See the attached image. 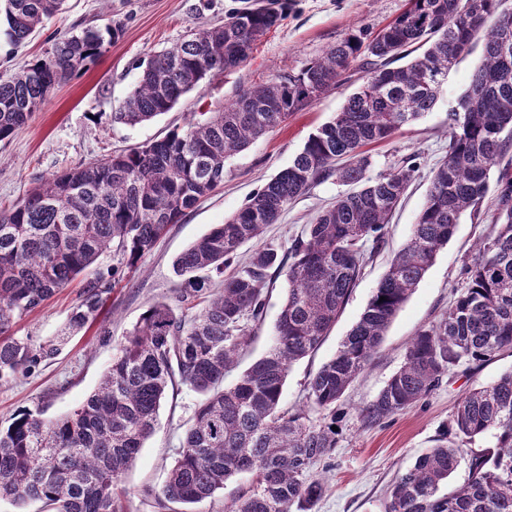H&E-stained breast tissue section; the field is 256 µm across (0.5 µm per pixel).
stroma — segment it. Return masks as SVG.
<instances>
[{
  "label": "stroma",
  "instance_id": "stroma-1",
  "mask_svg": "<svg viewBox=\"0 0 512 512\" xmlns=\"http://www.w3.org/2000/svg\"><path fill=\"white\" fill-rule=\"evenodd\" d=\"M245 4L246 0H66L62 13L44 23L24 44L15 47L1 39L0 75L6 76L41 58L56 37L86 27L103 30L115 22L122 25L121 34L106 44L94 63L60 85L24 127L0 142V210L11 208L38 179L163 138L232 100L241 88L279 73L299 72L352 30L377 33L404 9L405 0H288L280 24L257 42L243 66L201 83L153 121L132 127L113 122V112L122 107L138 80L136 64L141 58L176 44L189 28L222 22L226 14ZM481 55V49H474L458 64L431 111L389 141L367 146L369 176L405 161L416 165L417 172L386 229L384 244L367 253L358 285L335 327L314 354L293 364L284 388L283 408L302 406L308 381L334 357L394 253L410 236L425 203L433 169L448 155V112L466 90ZM364 75L363 69H352L347 83L294 112L284 125L227 160L223 184L170 226L141 260L139 269L126 272L122 280L112 284L94 323L71 335L53 358L0 385V424L8 425L12 415L23 408H41L48 420L73 412L97 387L119 343L152 304L167 303L177 314L189 317L198 314L203 307L201 300L180 295V280L172 268L174 259L214 225L239 211L266 181L288 167L308 136L340 111ZM343 190V185L331 179L314 185L288 205L278 223L266 227L265 241L288 246L291 238L320 210L331 206ZM490 227L487 221L479 224L470 217L462 218L391 322L378 353L342 399L336 448L329 458L310 468L311 474L325 483L315 512H383L391 484L433 446L443 427L449 425L460 398L472 387L512 370V351H507L478 368H458L407 413L373 426L359 416L360 408L400 368L416 332L438 320L459 295L462 266ZM83 284V279H76L42 308L15 318L9 337L34 345L55 341L80 300ZM286 286L281 276L271 282L263 319L240 359V368H248L272 345ZM198 401V396L183 385L168 393L154 434L121 479L126 512H157L154 499L178 454Z\"/></svg>",
  "mask_w": 512,
  "mask_h": 512
}]
</instances>
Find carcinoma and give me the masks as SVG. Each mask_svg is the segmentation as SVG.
Masks as SVG:
<instances>
[{
	"label": "carcinoma",
	"instance_id": "obj_1",
	"mask_svg": "<svg viewBox=\"0 0 512 512\" xmlns=\"http://www.w3.org/2000/svg\"><path fill=\"white\" fill-rule=\"evenodd\" d=\"M64 0H0V35L13 46L58 15ZM500 0H407L372 35L351 33L298 73H281L241 89L201 122L107 159L40 180L0 212V383L58 352L56 345L3 339L16 317L40 308L57 291L112 251V281L137 266L167 227L224 183L225 162L348 79L357 62L367 72L336 116L310 134L292 163L231 218L217 224L173 262L185 293L209 295L186 319L165 302L150 306L112 357L97 390L71 414L46 421L21 409L0 426V499L45 512H123L121 477L154 432L168 390L183 384L200 396L168 472L158 509L212 497L230 479L254 473L233 512H312L325 486L309 474L331 455L336 405L364 370L393 317L423 279L464 214L480 218L497 168L493 236L462 268L461 293L441 318L419 330L403 365L362 410L368 423L423 401L454 369L512 351V26L499 23ZM282 19L278 0L228 13L224 25L191 28L174 46L140 61L139 77L113 121L129 126L170 111L203 80L241 67L255 43ZM482 44L483 60L448 113V156L406 245L369 299L335 357L308 384L310 407L330 411L317 422L305 410L281 408L291 365L317 350L336 324L361 274L365 247L383 243L386 224L416 166L367 175L363 148L391 139L435 106L448 67ZM104 49L99 30L57 38L46 55L0 79V141ZM329 178L351 187L319 212L286 250L262 242L288 203ZM246 243L248 262L224 276ZM285 274L288 294L274 344L232 386L224 378L254 338L267 284ZM110 281V282H112ZM110 282L86 280L68 329L99 315ZM386 300L379 301L380 297ZM490 434L495 447L469 460L459 488L442 487L459 466L463 442ZM385 512H512V371L469 390L450 427L395 481Z\"/></svg>",
	"mask_w": 512,
	"mask_h": 512
}]
</instances>
